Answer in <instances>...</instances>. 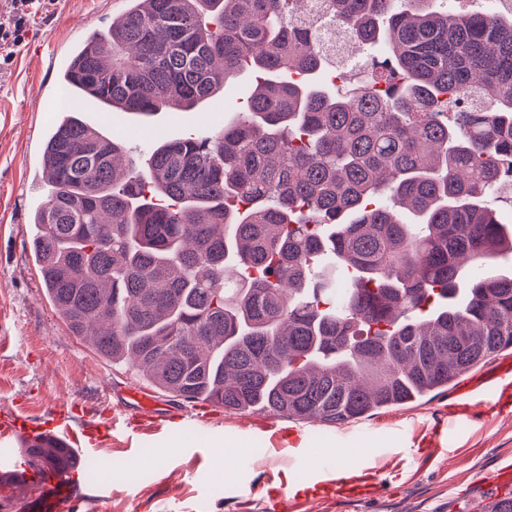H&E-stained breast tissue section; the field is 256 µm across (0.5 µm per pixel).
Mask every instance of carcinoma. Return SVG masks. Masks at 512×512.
<instances>
[{"instance_id":"cac0c4a2","label":"carcinoma","mask_w":512,"mask_h":512,"mask_svg":"<svg viewBox=\"0 0 512 512\" xmlns=\"http://www.w3.org/2000/svg\"><path fill=\"white\" fill-rule=\"evenodd\" d=\"M329 0L381 45L347 92L300 0H125L58 71L139 117L198 108L248 68L224 127L126 155L60 113L29 245L75 336L155 389L332 426L422 400L512 349V5ZM396 200L408 223L389 207ZM26 453L72 468L59 446Z\"/></svg>"}]
</instances>
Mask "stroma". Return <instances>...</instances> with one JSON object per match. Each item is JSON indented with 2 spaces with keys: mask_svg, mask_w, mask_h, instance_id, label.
<instances>
[{
  "mask_svg": "<svg viewBox=\"0 0 512 512\" xmlns=\"http://www.w3.org/2000/svg\"><path fill=\"white\" fill-rule=\"evenodd\" d=\"M122 0H57L50 15L28 23L10 60L0 63V408L20 405L39 418L47 405L78 399L111 416L141 380L99 357L73 336L49 301L30 252L28 215L44 200L40 151L57 116V72L87 32L110 26ZM252 73L187 112H164L140 124L128 113L85 111L129 150L189 132L205 133L240 111ZM456 388L422 402L335 427L308 425L301 443L291 422L265 412L210 408L206 433L135 435L113 428L86 453L79 482L92 496L80 512H267V496L305 487L302 512H469L495 494L499 468L512 462V412L476 411L448 418ZM342 454L350 469H369L380 488L370 498L327 499L315 458ZM97 468H88V461Z\"/></svg>",
  "mask_w": 512,
  "mask_h": 512,
  "instance_id": "1",
  "label": "stroma"
}]
</instances>
